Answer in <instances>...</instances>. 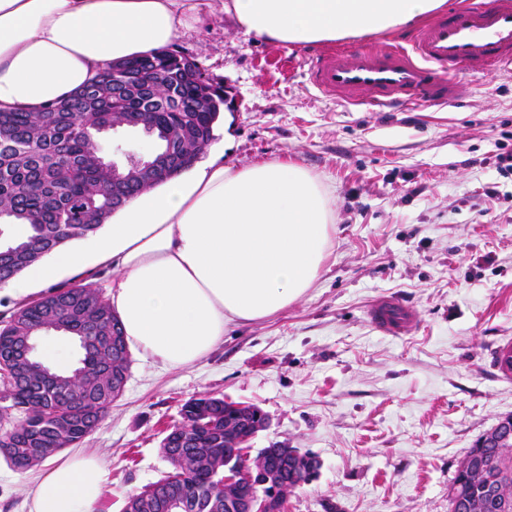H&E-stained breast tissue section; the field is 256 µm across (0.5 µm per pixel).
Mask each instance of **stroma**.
Here are the masks:
<instances>
[{
	"label": "stroma",
	"mask_w": 512,
	"mask_h": 512,
	"mask_svg": "<svg viewBox=\"0 0 512 512\" xmlns=\"http://www.w3.org/2000/svg\"><path fill=\"white\" fill-rule=\"evenodd\" d=\"M172 47L230 91V128L213 135L232 138L226 162L300 163L324 182L335 231L306 294L227 325L223 346L192 367L131 352L122 397L83 442L109 464L97 512H123L170 471L166 431L207 393L269 416L253 448L285 441L318 457L287 512H448L459 460L512 414V380L495 363L512 339V175L498 160L512 152V71L470 77L443 105L369 112L313 87L301 64L315 45L266 43L227 18ZM100 147L120 163L156 143L119 128ZM388 297L412 309L404 335L370 322L371 302ZM34 475L0 457V512H28Z\"/></svg>",
	"instance_id": "obj_1"
}]
</instances>
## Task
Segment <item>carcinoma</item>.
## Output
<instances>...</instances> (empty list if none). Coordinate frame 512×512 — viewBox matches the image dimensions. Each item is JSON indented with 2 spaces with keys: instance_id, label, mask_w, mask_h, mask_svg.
<instances>
[{
  "instance_id": "obj_1",
  "label": "carcinoma",
  "mask_w": 512,
  "mask_h": 512,
  "mask_svg": "<svg viewBox=\"0 0 512 512\" xmlns=\"http://www.w3.org/2000/svg\"><path fill=\"white\" fill-rule=\"evenodd\" d=\"M165 49L114 64L80 91L52 102L38 113L0 112V282L55 248L96 233L112 212L147 184L159 183L191 167L213 137V123L224 104L199 64ZM146 124L172 143L161 165L145 172L134 165L112 184V170L98 163L102 132ZM23 234L14 236L16 227ZM68 322L83 337L81 371L44 379L36 361L18 372L13 357L26 335ZM129 350L118 317L99 289L75 284L54 288L17 307L0 320V448L16 470L92 433L117 399L115 384L127 378ZM252 409L203 395L187 401L181 422L162 441L172 471L130 496L125 512H167L170 500L185 497L187 512H228L224 508V470L253 478L254 494L288 496L309 480L292 468L238 448L225 458L226 436L245 434L243 419ZM465 457L471 466L455 474L448 487V512H504L512 503V442L494 448L476 440Z\"/></svg>"
}]
</instances>
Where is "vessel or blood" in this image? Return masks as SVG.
<instances>
[{"mask_svg": "<svg viewBox=\"0 0 512 512\" xmlns=\"http://www.w3.org/2000/svg\"><path fill=\"white\" fill-rule=\"evenodd\" d=\"M304 65L323 94L372 112L442 103L464 93L467 76L512 69V0H467L408 40L336 47ZM369 317L388 336L412 326L411 312L395 299L376 302Z\"/></svg>", "mask_w": 512, "mask_h": 512, "instance_id": "vessel-or-blood-1", "label": "vessel or blood"}]
</instances>
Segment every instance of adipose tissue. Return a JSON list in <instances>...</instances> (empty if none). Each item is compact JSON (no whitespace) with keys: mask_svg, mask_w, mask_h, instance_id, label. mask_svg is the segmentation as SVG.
<instances>
[{"mask_svg":"<svg viewBox=\"0 0 512 512\" xmlns=\"http://www.w3.org/2000/svg\"><path fill=\"white\" fill-rule=\"evenodd\" d=\"M447 0H0V111L38 112L107 66L163 50L213 8L269 43L304 47L389 32ZM335 213L296 162L225 164L223 152L117 210L91 248L64 245L0 284L24 304L62 275L96 267L127 344L170 368L192 366L226 325L277 314L312 288ZM108 464L76 448L46 459L29 512H96Z\"/></svg>","mask_w":512,"mask_h":512,"instance_id":"obj_1","label":"adipose tissue"}]
</instances>
